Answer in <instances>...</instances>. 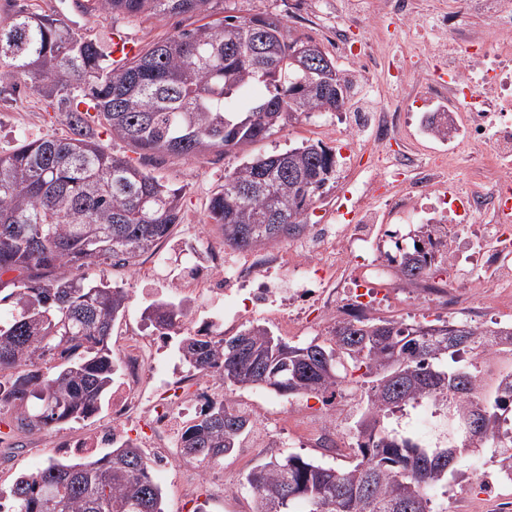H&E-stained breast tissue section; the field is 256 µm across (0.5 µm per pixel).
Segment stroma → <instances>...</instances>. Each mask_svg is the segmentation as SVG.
Wrapping results in <instances>:
<instances>
[{
	"instance_id": "obj_1",
	"label": "stroma",
	"mask_w": 512,
	"mask_h": 512,
	"mask_svg": "<svg viewBox=\"0 0 512 512\" xmlns=\"http://www.w3.org/2000/svg\"><path fill=\"white\" fill-rule=\"evenodd\" d=\"M374 0H223L224 13L240 19L259 15L279 17L288 35L309 37L334 59L337 66L352 77L355 94L341 118L314 116L287 122L263 141L247 147L245 154H273L296 147L310 139L338 149L346 137L348 125L359 129V146L351 158L337 157L336 175L327 183L324 201L334 200L345 185L377 172L382 155L371 143L372 128L367 122L371 112L387 105L398 92L387 69L380 68L362 77L355 61L346 58L331 32L336 22L350 15L370 20L374 16ZM41 10L79 31L103 53L112 49V34L122 31L141 46L174 33L194 28L197 17L133 18L95 10L93 0H0V17L10 16L20 7ZM68 128L54 98L35 87L24 75L0 67V155L9 153L21 137L31 139L63 136ZM97 139L118 156L144 166L174 186L183 188L180 224L174 225L170 237L160 243L154 253L141 256L137 263L125 267H91L85 270L65 268L68 276L94 277L105 274L111 284L125 288L130 300L122 319L112 329L109 344L121 352L129 337L147 336L153 329L144 321V308L162 295L180 296L188 292L193 300L192 319L207 322L223 318L225 311L240 308L237 299L210 296L199 289L197 271L200 266L223 268L224 265H250L258 261V252H241L224 246V237L208 218V201L224 183L225 174L239 165L243 154L209 152L191 159L178 156L143 157L125 142L113 138L105 128H96ZM295 326L280 331L290 344L313 339L326 340L332 327L316 306L300 304L292 310ZM365 387L359 371L349 370L335 405V421L341 432H348L362 409L360 394ZM239 400L254 413L264 415L256 423L241 448L225 455L209 468H197L194 460L181 456L177 445L162 449L168 456L165 464L155 465L153 476L161 485L167 512H251L252 501L242 483L246 473L256 464L280 453H298L307 459H325L333 465L348 464V456L323 452L304 433L307 422L321 418L326 409L313 396L284 398L258 389L242 392ZM13 407L0 408V487L9 488L21 475L41 468L54 453V445L99 430L106 425L112 410L102 404L95 416L69 422L44 432H28L14 425ZM448 512H512V483L486 492L470 483L466 476L450 480L444 501Z\"/></svg>"
}]
</instances>
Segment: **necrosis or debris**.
Segmentation results:
<instances>
[{"mask_svg": "<svg viewBox=\"0 0 512 512\" xmlns=\"http://www.w3.org/2000/svg\"><path fill=\"white\" fill-rule=\"evenodd\" d=\"M415 9V0H385L380 9L385 24L373 29L368 38L348 37L346 52L364 71L373 70L380 46L391 37L392 25H404ZM478 13L490 15L493 35L461 29L460 15ZM421 44L434 58L447 60V69L418 72L408 59L391 67L396 84L407 95L380 108L371 118L377 145L394 147V161L360 189L345 187L337 193L335 228L325 230L314 224L308 231L316 241L319 264L344 268L355 253H373L367 270L370 279L379 280V287L356 284L347 300L328 289L313 290L302 265L285 262L278 250L268 252L266 261L256 267L224 275L207 272L206 281L248 293L253 309L263 311L275 303L279 292L276 279L282 276L290 282L289 300L315 299L325 318L336 319L349 312L375 314L388 299L383 283L393 279L392 269L371 231L373 224L386 218L401 224L439 225L466 224L472 216H480L485 225L480 244L491 245L498 265L512 262L500 234L501 215L512 207V121L507 118L512 112V0H457L455 12L439 13L434 38L422 39ZM411 101L424 113L416 134L430 138L437 128L450 130L446 145L420 161L399 148L405 132L403 114ZM460 150L469 151L480 174L446 213L442 207L449 202L444 192L454 183L448 155ZM379 200L384 203L380 210L375 207ZM147 342V337H137L121 355L126 369L112 382V421L108 427L64 441V452L90 453L107 445L124 447L132 441L131 425L139 416L148 423L151 441H174L182 429V390L193 387L198 402L209 400V393L199 388V377L194 373L164 383L158 395L142 400L136 382L147 367L141 356Z\"/></svg>", "mask_w": 512, "mask_h": 512, "instance_id": "obj_1", "label": "necrosis or debris"}]
</instances>
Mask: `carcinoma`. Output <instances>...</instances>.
Wrapping results in <instances>:
<instances>
[{"label": "carcinoma", "instance_id": "1", "mask_svg": "<svg viewBox=\"0 0 512 512\" xmlns=\"http://www.w3.org/2000/svg\"><path fill=\"white\" fill-rule=\"evenodd\" d=\"M96 8L129 17L202 15L220 0H94ZM309 38L285 34L281 19L226 16L180 29L115 68L79 31L22 7L0 20V66L29 77L67 105L64 137L25 140L0 155V407L21 409L17 427L42 432L95 415L119 367L109 337L129 301L105 277L69 278L64 267L133 265L154 252L181 220L183 188L119 158L87 124L98 123L145 155L193 158L231 153L269 137L301 116L342 111L354 86L333 59L321 66L293 62ZM81 86V98L74 95ZM262 86L241 112L234 101ZM335 154L322 143L258 156L224 175L208 203L224 244L252 250L294 238L323 196ZM281 212L285 224L264 219ZM429 225L412 244L386 254L404 280L447 262ZM185 300L159 299L145 318L172 329L187 318ZM481 348L512 354V322L473 327L458 318L433 324L354 316L336 321L329 342L291 345L260 323L217 341L183 338L190 369L229 379L233 390L268 388L285 396H323L348 369L368 387L350 427L356 463L332 467L287 454L246 474L253 512H447L433 490L448 485L462 463L488 452L512 469V369L484 389L465 355ZM436 406L427 441L384 421L407 405ZM477 420L470 437L454 431ZM253 424L229 396L211 402L178 441L184 457L211 464L241 447ZM0 512H166L151 459L138 447L67 464L54 457L0 491Z\"/></svg>", "mask_w": 512, "mask_h": 512}]
</instances>
